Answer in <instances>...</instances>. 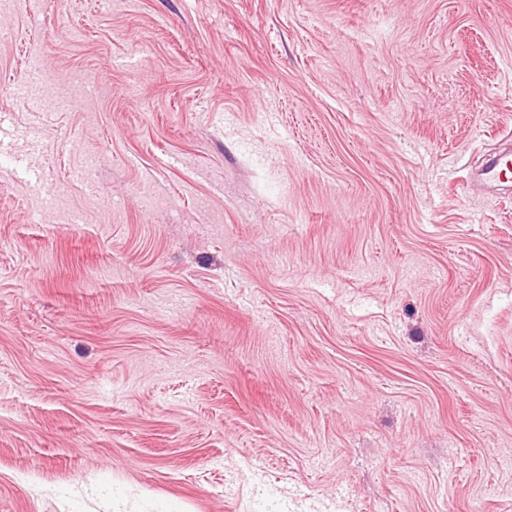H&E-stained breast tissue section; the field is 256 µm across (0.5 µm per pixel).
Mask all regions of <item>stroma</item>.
Returning <instances> with one entry per match:
<instances>
[{
    "instance_id": "1",
    "label": "stroma",
    "mask_w": 512,
    "mask_h": 512,
    "mask_svg": "<svg viewBox=\"0 0 512 512\" xmlns=\"http://www.w3.org/2000/svg\"><path fill=\"white\" fill-rule=\"evenodd\" d=\"M512 0H0V512H512ZM469 179H477L487 188L499 191L512 187V151L498 153L488 158L469 173Z\"/></svg>"
}]
</instances>
